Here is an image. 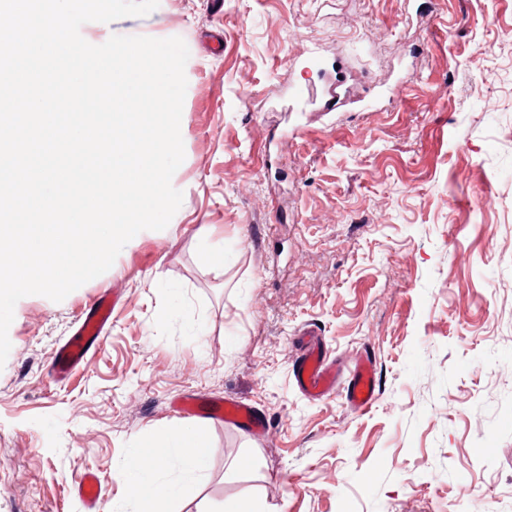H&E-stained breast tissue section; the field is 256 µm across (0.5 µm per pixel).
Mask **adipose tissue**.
<instances>
[{"mask_svg":"<svg viewBox=\"0 0 512 512\" xmlns=\"http://www.w3.org/2000/svg\"><path fill=\"white\" fill-rule=\"evenodd\" d=\"M167 446L162 456H144L135 452L133 459L135 478L129 492L137 504L139 512H163L160 503L162 497L178 494L175 486L159 487L154 479L155 471L162 467L166 458H174L187 476H194L206 467V460L201 453L206 441L205 429L197 424H189L179 430L168 433Z\"/></svg>","mask_w":512,"mask_h":512,"instance_id":"obj_1","label":"adipose tissue"}]
</instances>
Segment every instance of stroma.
I'll return each mask as SVG.
<instances>
[{
  "label": "stroma",
  "instance_id": "stroma-1",
  "mask_svg": "<svg viewBox=\"0 0 512 512\" xmlns=\"http://www.w3.org/2000/svg\"><path fill=\"white\" fill-rule=\"evenodd\" d=\"M81 34L185 41L183 201L64 300L17 302L0 512H87L88 470L103 512H135L134 448L184 424L176 400L227 397L266 435L207 419L169 512H512V0H159ZM335 65L372 109L289 108ZM104 291L103 343L57 380ZM307 330L370 360V411L298 390ZM75 490L90 510H97L96 505L100 501V481L96 474H83L76 482Z\"/></svg>",
  "mask_w": 512,
  "mask_h": 512
}]
</instances>
